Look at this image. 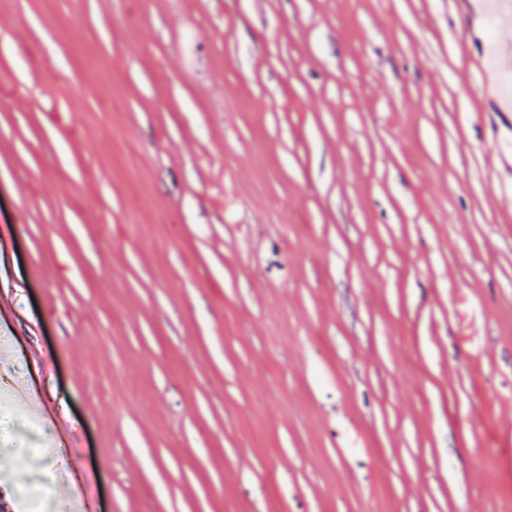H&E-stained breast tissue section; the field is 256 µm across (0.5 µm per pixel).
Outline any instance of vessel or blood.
<instances>
[{
  "instance_id": "b4317fda",
  "label": "vessel or blood",
  "mask_w": 512,
  "mask_h": 512,
  "mask_svg": "<svg viewBox=\"0 0 512 512\" xmlns=\"http://www.w3.org/2000/svg\"><path fill=\"white\" fill-rule=\"evenodd\" d=\"M460 10L479 18L494 14L503 21L512 20V0H456ZM489 67L483 68L485 97L498 110L500 121L489 129V154L499 167L504 179L512 185V156L504 148L512 135V98L499 92L503 71L512 69V44L499 45L490 58Z\"/></svg>"
}]
</instances>
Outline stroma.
<instances>
[{
  "label": "stroma",
  "instance_id": "1",
  "mask_svg": "<svg viewBox=\"0 0 512 512\" xmlns=\"http://www.w3.org/2000/svg\"><path fill=\"white\" fill-rule=\"evenodd\" d=\"M453 0H0L12 512H512V192ZM67 477L29 483L34 431Z\"/></svg>",
  "mask_w": 512,
  "mask_h": 512
}]
</instances>
